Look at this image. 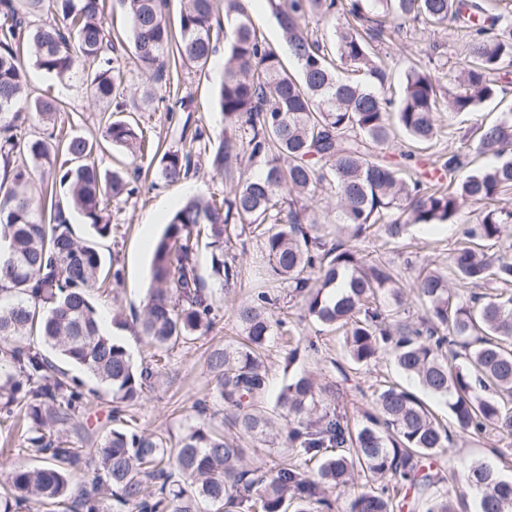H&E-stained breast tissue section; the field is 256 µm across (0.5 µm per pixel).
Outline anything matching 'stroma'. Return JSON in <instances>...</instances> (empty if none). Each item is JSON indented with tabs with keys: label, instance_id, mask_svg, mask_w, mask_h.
Segmentation results:
<instances>
[{
	"label": "stroma",
	"instance_id": "35a3bbf8",
	"mask_svg": "<svg viewBox=\"0 0 512 512\" xmlns=\"http://www.w3.org/2000/svg\"><path fill=\"white\" fill-rule=\"evenodd\" d=\"M375 46L381 56L399 60L401 66L420 63L434 66L462 57L463 51L453 31L433 33L421 25L391 23L386 25ZM27 84L35 94L61 102L56 125L67 134L99 141L108 122L110 112L105 103L96 100L82 80L89 69L88 62L77 61V75L60 79L39 70L32 58L24 60ZM224 79V56L216 54L202 74H184L179 94L185 108L176 119H169L166 112L165 90H158L154 103L144 104L140 98H127L123 120L138 124L149 143L183 148L188 144L181 136L182 119L192 125L205 127L213 140L228 137L224 117L216 106V96ZM141 174L137 180L139 192L113 199L110 220L113 233L101 241L104 259L121 269L120 286L96 296L98 310L107 317H122V325L114 326L112 334L130 352L135 363L148 360L150 348L145 339L131 327L135 311L141 310L151 286L153 249L152 240L158 239L171 215L189 198L223 196L230 187L225 177L210 174L208 168L176 184H164L157 165L149 159L139 160ZM480 205L469 204L463 209L458 224H417L410 228L407 245L386 242L379 234H364L355 238L344 234L343 239L354 249L378 254L402 271L404 282H411L420 269L428 265L444 266L457 243L463 239L466 228L475 226ZM236 257L243 276L230 294L225 295L213 328L194 343L171 350L167 375L158 388L145 393L135 410L140 428L148 431L163 430L181 434L188 426L201 422L198 412L201 403L210 399L213 376L206 365L207 350L224 342L243 336L241 326L233 314L235 305L250 300L254 287L266 285L280 299L278 308L288 314V326L299 344V357L294 364H287L285 350L279 336H271L266 350V369L269 378V396H276L280 388L293 376L310 373L319 383L336 385L339 395H325L330 407L346 409L351 421H360L363 411L371 409V393L377 378L384 377L400 384L408 379L398 371L390 351H383L369 367L351 369L342 348L341 338L320 322L306 317L300 299L289 296L287 284L269 278L260 260L259 245L246 240ZM63 369L69 377L83 382L87 391V405L70 424L60 427L59 434L77 448L90 447L88 434L103 425L111 410L112 396L84 369L67 363ZM512 457V447L499 441L493 434H468L456 438L449 454L437 457L436 463L444 472L463 468L476 460L497 463L500 453ZM35 465L36 459L26 449L21 430L0 421V483L5 482L11 465Z\"/></svg>",
	"mask_w": 512,
	"mask_h": 512
}]
</instances>
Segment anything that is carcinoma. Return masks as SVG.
<instances>
[{
  "label": "carcinoma",
  "instance_id": "cac0c4a2",
  "mask_svg": "<svg viewBox=\"0 0 512 512\" xmlns=\"http://www.w3.org/2000/svg\"><path fill=\"white\" fill-rule=\"evenodd\" d=\"M176 24L168 0H120L139 67L166 88L182 68L203 70L218 49L214 27L224 25V80L216 105L231 136L214 148L196 129L193 148L165 150L158 157L161 179L176 184L199 170L206 158L215 175H232L233 163L261 160L259 174L237 172L221 199L192 198L170 217L155 245L152 287L135 325L154 347L136 365L127 349L102 327L93 292L120 284L122 272L104 263L99 241L112 234L108 206L135 187L120 171L100 173L95 145L82 136L28 137L30 111L55 124L58 107L32 95L20 65L26 48L34 65L59 78L76 59L92 64L86 84L115 112L126 111L123 78L104 0H0V159L12 169L0 184V344L13 373L0 379L5 419L26 423V440L40 466L9 472L0 489V512H335L329 488H345L358 473L367 478L353 494L348 512H459L464 498L480 500V512H512V481L497 468L475 461L445 477L431 459L447 453L453 436L428 405L405 387L379 382L375 412L350 425L347 414L323 406V394L309 374L283 388L274 408L266 398L264 355L273 325L266 291L235 306L245 333L242 345L209 351L215 384L210 418L229 417L233 437L205 422L178 438L133 425L134 409L153 388L176 346L189 344L213 326L216 292L205 287L195 254L200 238L210 252L211 272L220 287L241 280L235 250L241 236L259 240L271 273L288 283L308 315L342 331L348 360L364 367L386 349L397 368L448 405L460 433L497 434L512 444V208L500 204L512 189V113L475 128L477 153L497 162L473 170L468 153L439 148L443 134L457 133L453 119L474 112L501 91L500 76L512 67V7L490 0H268L297 70L259 36L244 0H181ZM45 11L61 23L42 27ZM331 43L318 38L309 21H339ZM426 27L448 25L465 48L462 66L441 64L438 72L407 67L399 75L397 102L381 91L394 66L377 61L371 41L383 19ZM448 77L443 88L439 74ZM448 113V130L435 113ZM104 141L130 153L147 154L143 133L124 121L108 124ZM46 169L47 198L36 203L28 191L29 166ZM90 226L85 239L71 232L56 187ZM324 189L336 198V223L354 235L376 229L397 243L412 224H457L467 203L483 205L476 228L449 257L451 272L424 268L410 291L424 308L413 317L394 269L368 255L315 236L318 221L302 201ZM478 238L499 249L496 262L472 245ZM498 284L492 293L478 289ZM36 335L65 361L85 368L112 393L111 425L98 448L88 452L51 433L83 408L82 386L50 357L18 341ZM490 390L484 397L478 388ZM288 417L286 435L277 417ZM242 438L262 441L281 456L268 472L245 463ZM322 460L316 475L308 462ZM92 477L73 483L74 472Z\"/></svg>",
  "mask_w": 512,
  "mask_h": 512
}]
</instances>
